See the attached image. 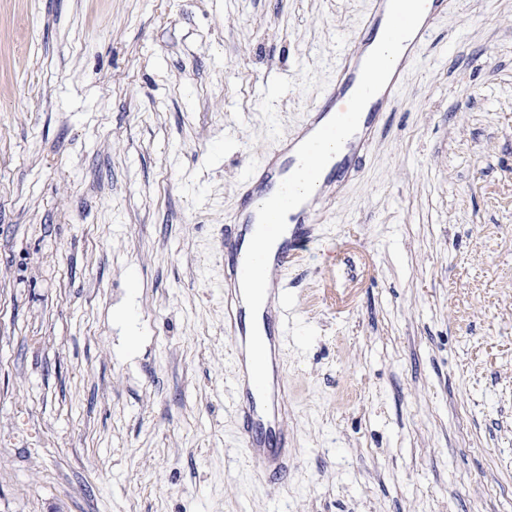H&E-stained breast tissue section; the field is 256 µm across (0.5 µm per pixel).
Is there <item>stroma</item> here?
Returning <instances> with one entry per match:
<instances>
[{
	"instance_id": "obj_1",
	"label": "stroma",
	"mask_w": 512,
	"mask_h": 512,
	"mask_svg": "<svg viewBox=\"0 0 512 512\" xmlns=\"http://www.w3.org/2000/svg\"><path fill=\"white\" fill-rule=\"evenodd\" d=\"M365 0H0V512H512V0L437 24L283 274L242 466L221 228Z\"/></svg>"
}]
</instances>
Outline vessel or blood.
<instances>
[{
	"mask_svg": "<svg viewBox=\"0 0 512 512\" xmlns=\"http://www.w3.org/2000/svg\"><path fill=\"white\" fill-rule=\"evenodd\" d=\"M457 0H429L428 12L404 49L385 88L364 107L357 132L322 171L311 197L287 215V229L272 248L268 267V301L263 310L267 322L264 343L268 350L271 412H264L259 395L250 380L247 342L250 331L245 322V304L239 285L247 247L258 223L259 206L271 198L281 182L298 166L296 150L317 129L343 111L355 92L363 58L359 51L365 34L381 38L384 32L388 0H368L353 39L342 45L331 64V76L307 110L305 122L288 139L279 141L240 181L238 205L230 229L220 241L224 256V333L233 342L237 373L234 378V406L241 419L240 443L248 472L255 475L277 474L288 457L284 445V426L288 420V382L282 375L280 355L284 345L281 334L270 322L284 302L279 280L296 251L314 232L317 203L342 190L352 164L370 153L376 138L377 120L396 103L414 64L418 61L438 21L447 15Z\"/></svg>",
	"mask_w": 512,
	"mask_h": 512,
	"instance_id": "1",
	"label": "vessel or blood"
}]
</instances>
